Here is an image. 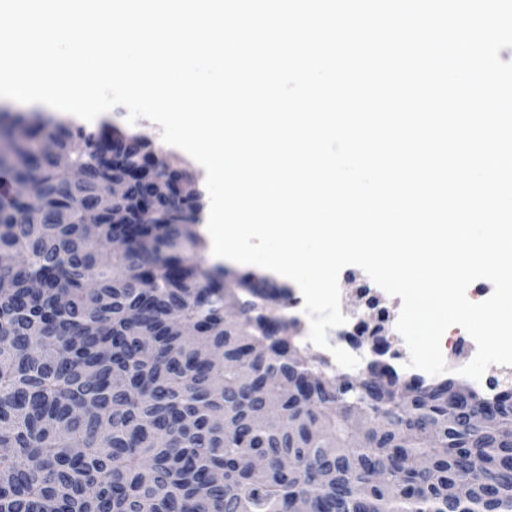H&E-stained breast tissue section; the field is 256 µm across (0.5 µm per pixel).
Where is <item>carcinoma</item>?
<instances>
[{
  "label": "carcinoma",
  "mask_w": 512,
  "mask_h": 512,
  "mask_svg": "<svg viewBox=\"0 0 512 512\" xmlns=\"http://www.w3.org/2000/svg\"><path fill=\"white\" fill-rule=\"evenodd\" d=\"M1 127L26 163L0 203V512H512L511 388L303 356L275 282L203 264L186 169L109 127Z\"/></svg>",
  "instance_id": "1"
}]
</instances>
